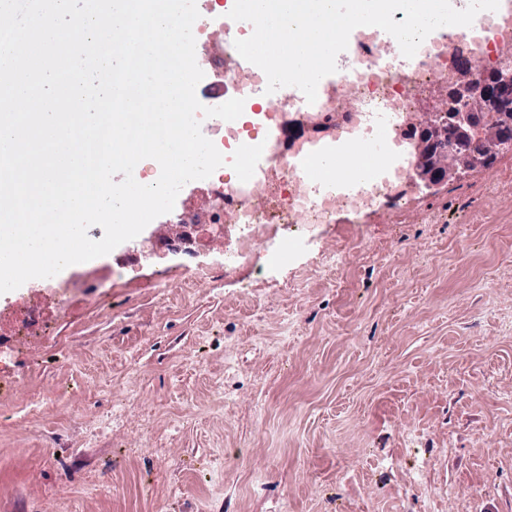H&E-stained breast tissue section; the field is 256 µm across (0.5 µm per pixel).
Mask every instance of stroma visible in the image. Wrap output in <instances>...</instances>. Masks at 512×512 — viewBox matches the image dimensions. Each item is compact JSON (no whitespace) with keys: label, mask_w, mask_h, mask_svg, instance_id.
Returning <instances> with one entry per match:
<instances>
[{"label":"stroma","mask_w":512,"mask_h":512,"mask_svg":"<svg viewBox=\"0 0 512 512\" xmlns=\"http://www.w3.org/2000/svg\"><path fill=\"white\" fill-rule=\"evenodd\" d=\"M276 273L119 268L0 356V512H512V153ZM495 283L488 294L486 283Z\"/></svg>","instance_id":"1"}]
</instances>
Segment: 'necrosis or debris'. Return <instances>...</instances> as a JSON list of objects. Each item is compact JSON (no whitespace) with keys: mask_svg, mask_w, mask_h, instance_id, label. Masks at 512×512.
<instances>
[{"mask_svg":"<svg viewBox=\"0 0 512 512\" xmlns=\"http://www.w3.org/2000/svg\"><path fill=\"white\" fill-rule=\"evenodd\" d=\"M509 32L512 33V18L485 21L479 23L476 31H461L454 52L425 48L422 65L406 85L396 80L393 60L381 55L359 57L346 67L337 95L322 98L316 111L302 115L283 103L267 112V120L281 129L280 139L268 145L280 167L274 184L254 188L226 179L223 170H215L201 182L211 201L207 216H200L193 205L186 203L172 215V223L223 225L224 234L230 239L224 251V270L228 273L247 266L258 253L272 260L279 258L285 244L299 242L311 225L335 223L341 210L335 195L313 196L310 186L302 182L291 167L292 156L306 149L311 137L333 133L348 140L359 139L369 124L370 113L381 108L394 117L399 147L421 143L425 130L421 103L431 87L438 86L451 93L471 87V99L463 104L469 111L475 103L481 102L480 91L492 75L512 74V56L497 52L498 40ZM234 51L231 44H221L210 51L203 69L205 79L223 83L230 99L257 94L263 86V72L238 79L234 71L225 66L226 58L232 57ZM346 98L355 101L356 110L340 124L336 121V110ZM418 186L415 167L407 166L386 181L368 184L359 206L405 209L412 204ZM80 287V282L65 281L47 292L29 296L21 304L0 306V352L10 347L5 333L17 336L45 326L47 308L63 310Z\"/></svg>","mask_w":512,"mask_h":512,"instance_id":"obj_1","label":"necrosis or debris"}]
</instances>
